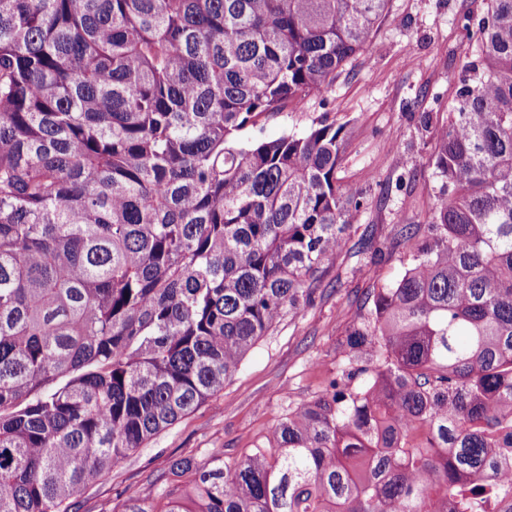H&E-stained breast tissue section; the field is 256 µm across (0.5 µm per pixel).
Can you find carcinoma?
<instances>
[{"label":"carcinoma","instance_id":"obj_1","mask_svg":"<svg viewBox=\"0 0 512 512\" xmlns=\"http://www.w3.org/2000/svg\"><path fill=\"white\" fill-rule=\"evenodd\" d=\"M388 3L0 0V512H73L314 304L370 208L344 127L241 133L326 106ZM462 21L435 204L336 376L120 512H512V0Z\"/></svg>","mask_w":512,"mask_h":512}]
</instances>
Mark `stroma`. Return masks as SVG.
Here are the masks:
<instances>
[{"instance_id": "stroma-1", "label": "stroma", "mask_w": 512, "mask_h": 512, "mask_svg": "<svg viewBox=\"0 0 512 512\" xmlns=\"http://www.w3.org/2000/svg\"><path fill=\"white\" fill-rule=\"evenodd\" d=\"M484 9V0H390L365 50L337 76L327 107L311 97L245 130L247 141L303 134L322 121L345 126L340 175L371 202L349 236L355 241L373 228L383 256L345 251L333 258L314 306L262 337L223 391L81 490L79 512H113L133 492L156 495L153 480L170 457H201L218 448L225 457H239L289 408L319 394L342 361L340 344L367 294L394 283L411 263L409 251L396 244V227L425 223L434 206L439 183L427 168L434 130L446 122L457 79L472 56L460 17L476 18ZM405 156L414 159L416 176L401 187Z\"/></svg>"}]
</instances>
